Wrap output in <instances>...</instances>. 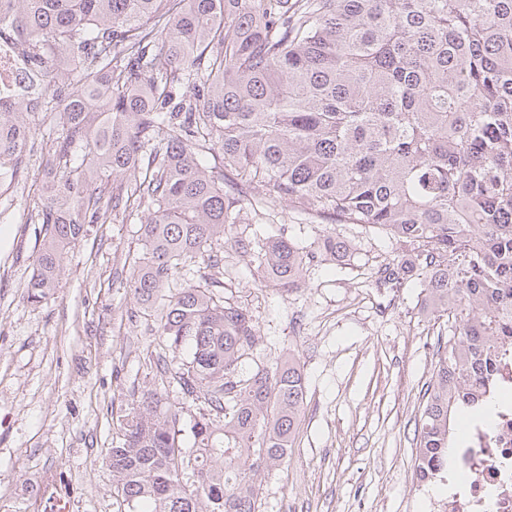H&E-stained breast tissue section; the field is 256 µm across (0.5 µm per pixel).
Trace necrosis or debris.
I'll return each mask as SVG.
<instances>
[{
	"label": "necrosis or debris",
	"mask_w": 512,
	"mask_h": 512,
	"mask_svg": "<svg viewBox=\"0 0 512 512\" xmlns=\"http://www.w3.org/2000/svg\"><path fill=\"white\" fill-rule=\"evenodd\" d=\"M501 398L492 424L473 422L458 457L464 480L448 479V494L429 499L428 512H512V352L499 357Z\"/></svg>",
	"instance_id": "obj_1"
}]
</instances>
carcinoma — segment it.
Segmentation results:
<instances>
[{
    "mask_svg": "<svg viewBox=\"0 0 512 512\" xmlns=\"http://www.w3.org/2000/svg\"><path fill=\"white\" fill-rule=\"evenodd\" d=\"M41 111L63 112L32 211L45 226L27 300L56 288L85 225L144 214L129 270L158 309L154 388L109 453L117 512H257L260 472L288 461L307 393L293 357L245 372L259 338L220 281L169 287L249 211L365 224L401 250L376 281L418 280L450 324L415 459L448 465L456 413L494 401L512 346V0H0ZM32 113L0 103V170L17 171ZM221 159L209 166L206 155ZM334 232L262 243L282 293L341 267ZM177 387L205 405L182 447Z\"/></svg>",
    "mask_w": 512,
    "mask_h": 512,
    "instance_id": "1",
    "label": "carcinoma"
}]
</instances>
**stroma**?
Returning <instances> with one entry per match:
<instances>
[{
  "mask_svg": "<svg viewBox=\"0 0 512 512\" xmlns=\"http://www.w3.org/2000/svg\"><path fill=\"white\" fill-rule=\"evenodd\" d=\"M61 131V112L39 113L18 173L0 179V512H116L106 460L123 415L152 388L162 350L128 282L141 252L139 219L89 225L65 255L58 288L26 300L45 235L28 205ZM326 229L296 213L249 218L221 241L223 265L200 269L253 316L259 344L246 369L290 356L307 378L291 454L262 474L259 512H427L432 484L415 470L417 435L445 325L423 309L418 283L390 302L374 293L395 242L374 228L335 225L354 245L349 265L309 267L305 286L285 295L263 286L256 256L235 245L243 235L306 247ZM49 473L64 485L51 504L35 489Z\"/></svg>",
  "mask_w": 512,
  "mask_h": 512,
  "instance_id": "35a3bbf8",
  "label": "stroma"
}]
</instances>
